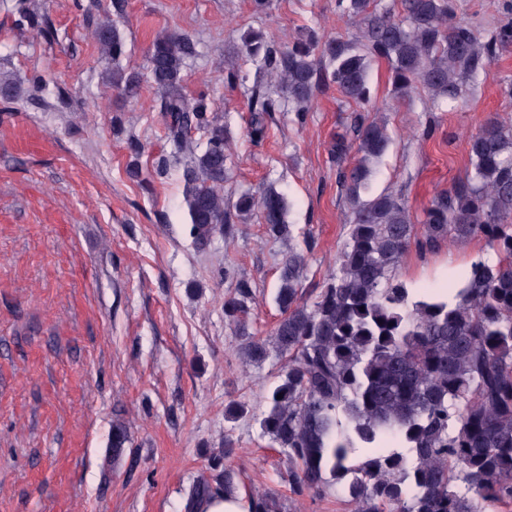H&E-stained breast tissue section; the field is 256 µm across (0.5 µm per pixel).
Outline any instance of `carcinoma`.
<instances>
[{
    "mask_svg": "<svg viewBox=\"0 0 512 512\" xmlns=\"http://www.w3.org/2000/svg\"><path fill=\"white\" fill-rule=\"evenodd\" d=\"M336 0V10L359 36L319 37L314 32L284 44L249 30L237 52L261 63L266 81L249 89L253 140L266 133V115L286 102L308 112L315 92L329 86L356 106L353 137L330 149L343 172L351 219L348 239L312 303L303 299V256L290 252L279 267L275 301L281 312L272 335L247 332L254 291L236 280L224 299V321L237 328L243 357L254 363L270 353L285 360L261 418V436L288 458L281 480L293 493L321 495L344 483L354 512H488L512 505V124L489 117L468 141L470 169L435 195L414 222L403 195L364 196L371 164L392 144L384 122L370 111V60L387 62L393 91L404 100L416 90L425 111L458 101L470 82L487 76L512 48V18L479 26L459 17L460 0ZM92 37L112 58L110 83L134 95L140 78L119 66L124 38L112 24ZM196 55L188 37H157L148 51L147 79L156 89L167 138L176 154L200 131L205 143L182 170L189 234L203 247L233 231V215L258 212L272 238L291 234L285 195L270 185L259 194L224 200L230 171L229 135L214 102L184 92L186 63ZM421 228H416V224ZM486 239L498 259L472 263L455 300L413 299L397 276L411 247L435 252L455 240ZM129 442L125 423H112V459ZM233 442L209 458L216 481L194 483L184 512L238 490L230 460ZM248 512H288L277 494L250 493Z\"/></svg>",
    "mask_w": 512,
    "mask_h": 512,
    "instance_id": "carcinoma-1",
    "label": "carcinoma"
}]
</instances>
